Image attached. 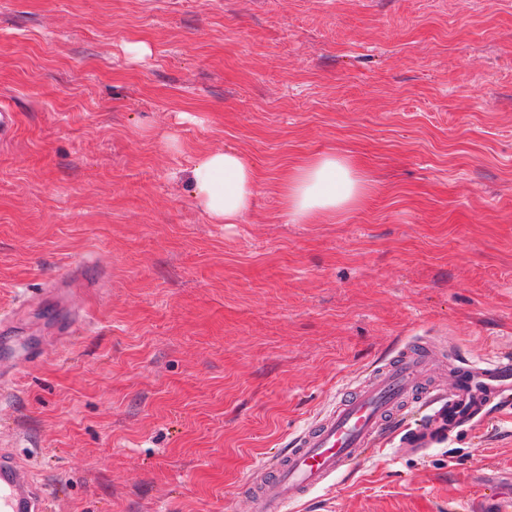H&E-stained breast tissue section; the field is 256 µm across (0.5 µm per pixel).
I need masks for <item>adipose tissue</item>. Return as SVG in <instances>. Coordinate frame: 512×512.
Returning a JSON list of instances; mask_svg holds the SVG:
<instances>
[{
	"label": "adipose tissue",
	"instance_id": "obj_1",
	"mask_svg": "<svg viewBox=\"0 0 512 512\" xmlns=\"http://www.w3.org/2000/svg\"><path fill=\"white\" fill-rule=\"evenodd\" d=\"M191 186L212 223L235 224L255 205L258 175L245 155L234 150L211 151L196 161ZM366 191L363 174L349 159L320 154L286 171L281 203L292 221L311 223L359 206Z\"/></svg>",
	"mask_w": 512,
	"mask_h": 512
}]
</instances>
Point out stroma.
<instances>
[{
  "instance_id": "35a3bbf8",
  "label": "stroma",
  "mask_w": 512,
  "mask_h": 512,
  "mask_svg": "<svg viewBox=\"0 0 512 512\" xmlns=\"http://www.w3.org/2000/svg\"><path fill=\"white\" fill-rule=\"evenodd\" d=\"M143 43L138 61L127 47ZM0 449L53 512H249V474L405 342L512 353V0H0ZM233 149L254 209L188 182ZM324 153L362 207L294 224ZM512 409L292 512H501ZM192 194L214 224H236L256 202L258 175L235 150L203 154L191 170ZM366 191L363 174L349 159L336 153L320 154L286 171L281 203L293 222L312 223L359 206Z\"/></svg>"
}]
</instances>
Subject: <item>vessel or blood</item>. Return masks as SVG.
<instances>
[{
	"instance_id": "b4317fda",
	"label": "vessel or blood",
	"mask_w": 512,
	"mask_h": 512,
	"mask_svg": "<svg viewBox=\"0 0 512 512\" xmlns=\"http://www.w3.org/2000/svg\"><path fill=\"white\" fill-rule=\"evenodd\" d=\"M434 347L425 338L401 348L372 378L299 432L285 453L254 470L245 483L252 512H286L289 503L353 469L377 444L386 426L414 410L424 425L409 430L405 444L421 451L462 426L484 420L491 404L512 400V357L464 362L445 404L426 386L422 372ZM0 512H48L40 487L25 466L0 460Z\"/></svg>"
}]
</instances>
